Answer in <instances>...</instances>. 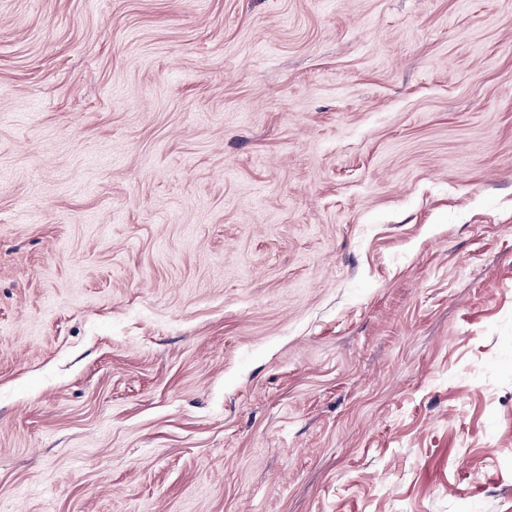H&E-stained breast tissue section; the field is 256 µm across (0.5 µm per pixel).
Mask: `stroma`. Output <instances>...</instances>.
<instances>
[{
  "label": "stroma",
  "instance_id": "1",
  "mask_svg": "<svg viewBox=\"0 0 512 512\" xmlns=\"http://www.w3.org/2000/svg\"><path fill=\"white\" fill-rule=\"evenodd\" d=\"M0 512H512V0H0Z\"/></svg>",
  "mask_w": 512,
  "mask_h": 512
}]
</instances>
